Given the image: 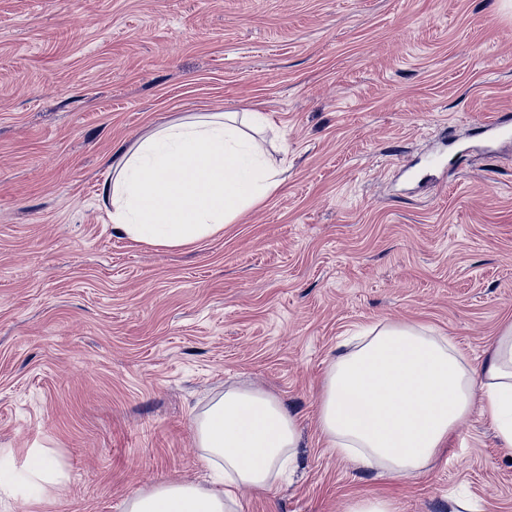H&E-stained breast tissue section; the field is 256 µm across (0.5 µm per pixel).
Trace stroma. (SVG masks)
<instances>
[{
    "mask_svg": "<svg viewBox=\"0 0 512 512\" xmlns=\"http://www.w3.org/2000/svg\"><path fill=\"white\" fill-rule=\"evenodd\" d=\"M221 111L266 116L279 190L185 248L116 234L115 153ZM500 112L512 0H0V462L47 448L69 474L0 512L206 483L192 418L230 383L302 422L292 479L242 512H512V447L480 415L403 478L354 471L316 417L352 330L422 324L477 365L512 322V142L477 136ZM348 512H399V509L390 498L358 497L352 500Z\"/></svg>",
    "mask_w": 512,
    "mask_h": 512,
    "instance_id": "stroma-1",
    "label": "stroma"
}]
</instances>
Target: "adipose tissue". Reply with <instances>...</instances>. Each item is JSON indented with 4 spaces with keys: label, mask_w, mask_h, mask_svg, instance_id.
Listing matches in <instances>:
<instances>
[{
    "label": "adipose tissue",
    "mask_w": 512,
    "mask_h": 512,
    "mask_svg": "<svg viewBox=\"0 0 512 512\" xmlns=\"http://www.w3.org/2000/svg\"><path fill=\"white\" fill-rule=\"evenodd\" d=\"M260 113L219 112L165 124L112 163L103 195L112 228L133 241L180 248L222 233L239 212L281 186L252 137ZM512 447V324L477 367L446 336L404 322H384L351 336L329 360L318 395V423L327 448L359 470L416 475L459 435L473 412ZM201 459L220 490L172 480L137 493L127 512H240L246 487L270 491L292 469L300 419L274 394L225 388L194 417ZM66 475L47 450L34 449L22 483L0 478V495L23 488L46 494Z\"/></svg>",
    "instance_id": "1"
}]
</instances>
